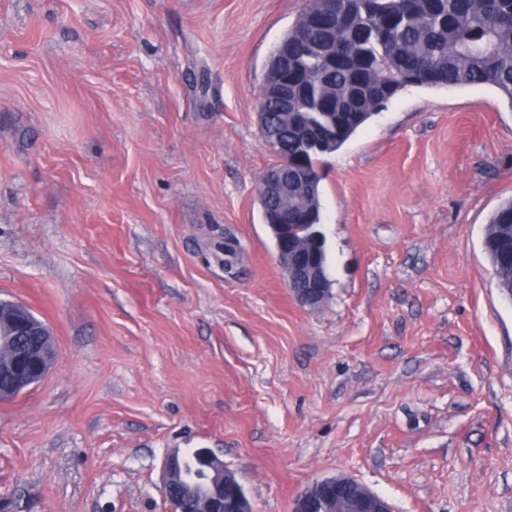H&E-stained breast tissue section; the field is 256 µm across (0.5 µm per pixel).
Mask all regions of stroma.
Wrapping results in <instances>:
<instances>
[{
  "label": "stroma",
  "instance_id": "obj_1",
  "mask_svg": "<svg viewBox=\"0 0 512 512\" xmlns=\"http://www.w3.org/2000/svg\"><path fill=\"white\" fill-rule=\"evenodd\" d=\"M307 4L0 0V298L57 351L0 402V512H170L176 448L253 512L337 476L394 512H512V301L482 245L512 103L408 86L322 156L331 296L301 306L257 112Z\"/></svg>",
  "mask_w": 512,
  "mask_h": 512
}]
</instances>
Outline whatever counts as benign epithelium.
Returning a JSON list of instances; mask_svg holds the SVG:
<instances>
[{
    "label": "benign epithelium",
    "mask_w": 512,
    "mask_h": 512,
    "mask_svg": "<svg viewBox=\"0 0 512 512\" xmlns=\"http://www.w3.org/2000/svg\"><path fill=\"white\" fill-rule=\"evenodd\" d=\"M259 94V105L278 99L288 106V76L278 70L277 60H272ZM317 136L308 141L307 149L321 151L336 140V123L322 114L315 125ZM296 187L288 178V170L274 169L266 172L259 184V196L288 198ZM274 239L277 261L284 270L288 286L298 302L311 306L321 297L320 274L312 264L305 263L304 250H315L321 244V232L314 228L310 238L301 242L288 236V214L281 216V223L268 225ZM6 344L15 351L12 370L14 378L6 390L0 389V398H12L38 383L51 369L56 359L55 344L48 329L29 313L26 306L0 299V346ZM207 463V476L189 475L183 452L173 450L163 460V494L169 496L187 488L195 512H222L230 505V512H252L250 500L236 474L224 466L215 454L203 452ZM357 484L350 477H327L313 482L318 493L304 491L296 499L293 512H331L332 503L341 498L348 487ZM350 512H393L387 499L363 488L362 493L351 499Z\"/></svg>",
    "instance_id": "benign-epithelium-1"
}]
</instances>
